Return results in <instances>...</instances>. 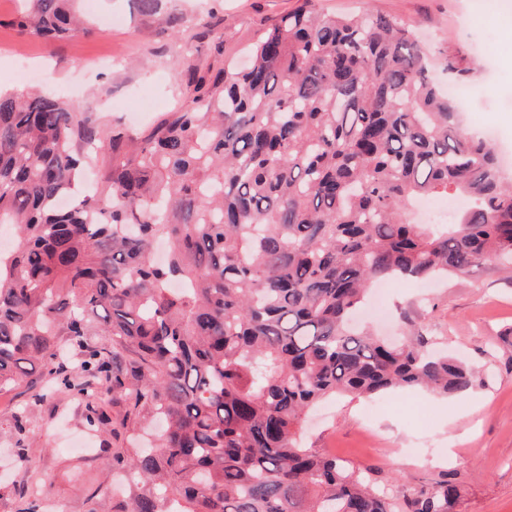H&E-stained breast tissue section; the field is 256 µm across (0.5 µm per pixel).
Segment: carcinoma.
Wrapping results in <instances>:
<instances>
[{
  "label": "carcinoma",
  "instance_id": "carcinoma-1",
  "mask_svg": "<svg viewBox=\"0 0 512 512\" xmlns=\"http://www.w3.org/2000/svg\"><path fill=\"white\" fill-rule=\"evenodd\" d=\"M14 24L47 40L84 28L76 0H26ZM112 157L106 189L80 174ZM469 204L453 224H409L420 197ZM0 390L37 367L87 398L85 424L163 420L151 448L112 449L148 489L131 512H454L448 475L395 503L370 472L300 445L305 412L336 395L476 374L349 321L375 280L426 282L512 263V187L495 145L461 130L406 23L303 0L144 136L107 135L60 97L0 89ZM108 337L100 345L96 333ZM66 337L71 358L57 353Z\"/></svg>",
  "mask_w": 512,
  "mask_h": 512
}]
</instances>
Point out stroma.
Here are the masks:
<instances>
[{
	"instance_id": "1",
	"label": "stroma",
	"mask_w": 512,
	"mask_h": 512,
	"mask_svg": "<svg viewBox=\"0 0 512 512\" xmlns=\"http://www.w3.org/2000/svg\"><path fill=\"white\" fill-rule=\"evenodd\" d=\"M336 14L374 11L411 25L435 61L447 53L463 61L485 56L493 42L494 64L456 76L467 95L462 127L494 143L507 161L512 183V14L500 0H315ZM299 0H158L152 11L138 0H91L84 13L91 30L53 43L19 34L12 21L21 0H0V88H46L61 93L84 116L108 131L140 135L167 112L185 105L198 81L223 78L229 64L244 63L264 31ZM388 316L372 321L387 336H402L406 322L464 356L478 379L466 395L443 397L402 391L381 397L384 409L368 416L363 399L320 404L306 421V447L369 467L385 489L402 495L435 485L455 473L460 497L455 512H512V267L484 264L418 287L392 283ZM43 393L30 406L34 393ZM30 407L26 437L11 424ZM87 429L83 403L47 389L39 373L0 391V512H90L91 494L106 512L131 507L136 488L112 472L104 444L94 437L79 452ZM428 436L436 453L410 455Z\"/></svg>"
}]
</instances>
